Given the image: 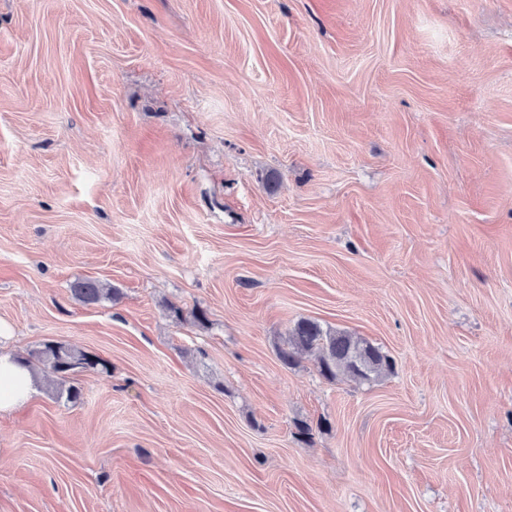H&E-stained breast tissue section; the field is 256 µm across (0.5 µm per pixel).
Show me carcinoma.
I'll list each match as a JSON object with an SVG mask.
<instances>
[{
  "instance_id": "carcinoma-1",
  "label": "carcinoma",
  "mask_w": 512,
  "mask_h": 512,
  "mask_svg": "<svg viewBox=\"0 0 512 512\" xmlns=\"http://www.w3.org/2000/svg\"><path fill=\"white\" fill-rule=\"evenodd\" d=\"M71 292L84 304L115 302L121 297V289L91 279L74 281ZM168 310L180 321L196 324L207 321L206 313L201 309L186 312L171 305ZM306 353L315 356L320 375L328 380L342 374L359 383H370L393 367L390 356L379 347L348 332L325 329L312 320H301L295 325L286 346L279 350V359L284 366L293 367ZM16 361L31 371L39 368L51 374V391L69 402H76L81 397L80 390L70 384L71 376L100 364L98 358L62 341L47 342L25 356H17Z\"/></svg>"
}]
</instances>
